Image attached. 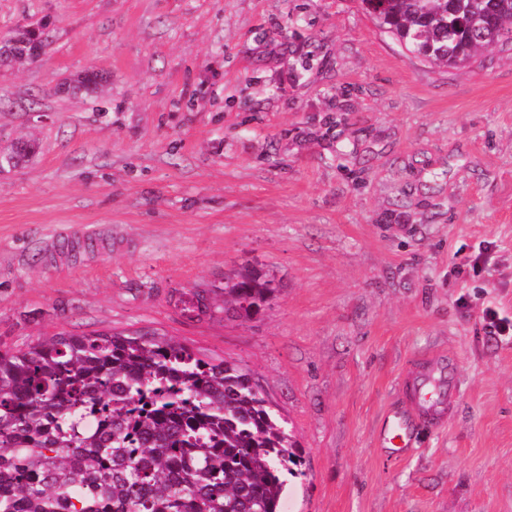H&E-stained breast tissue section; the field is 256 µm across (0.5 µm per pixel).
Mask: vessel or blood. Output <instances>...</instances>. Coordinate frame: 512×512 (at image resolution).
Returning a JSON list of instances; mask_svg holds the SVG:
<instances>
[{
    "instance_id": "obj_1",
    "label": "vessel or blood",
    "mask_w": 512,
    "mask_h": 512,
    "mask_svg": "<svg viewBox=\"0 0 512 512\" xmlns=\"http://www.w3.org/2000/svg\"><path fill=\"white\" fill-rule=\"evenodd\" d=\"M405 389L415 404L416 413L397 412L387 420L383 442L388 448H405L420 428L434 427L450 413L455 384L438 378L434 366L422 368L405 382Z\"/></svg>"
}]
</instances>
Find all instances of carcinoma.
I'll use <instances>...</instances> for the list:
<instances>
[{
    "mask_svg": "<svg viewBox=\"0 0 512 512\" xmlns=\"http://www.w3.org/2000/svg\"><path fill=\"white\" fill-rule=\"evenodd\" d=\"M415 57L465 67L512 45V0H359ZM87 70L76 88L96 90ZM275 277L245 269L184 311L249 319ZM291 434L243 366L162 338L58 333L0 352V512H279L301 474Z\"/></svg>",
    "mask_w": 512,
    "mask_h": 512,
    "instance_id": "1",
    "label": "carcinoma"
}]
</instances>
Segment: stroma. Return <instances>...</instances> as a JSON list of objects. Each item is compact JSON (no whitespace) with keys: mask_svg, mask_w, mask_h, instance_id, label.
<instances>
[{"mask_svg":"<svg viewBox=\"0 0 512 512\" xmlns=\"http://www.w3.org/2000/svg\"><path fill=\"white\" fill-rule=\"evenodd\" d=\"M0 351L156 335L245 366L303 463L281 512H512V48L421 61L358 0H0ZM94 93L70 90L86 70ZM483 254L480 270L465 259ZM243 266L275 299L189 318ZM455 412L380 447L409 361ZM482 319L486 328L494 336L512 339V318L501 317L494 308L488 306L482 310Z\"/></svg>","mask_w":512,"mask_h":512,"instance_id":"35a3bbf8","label":"stroma"}]
</instances>
